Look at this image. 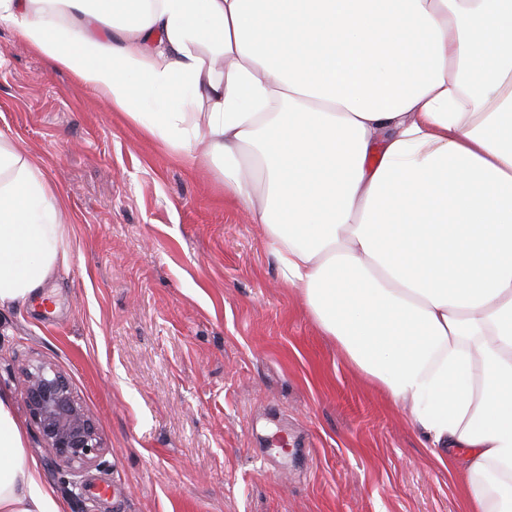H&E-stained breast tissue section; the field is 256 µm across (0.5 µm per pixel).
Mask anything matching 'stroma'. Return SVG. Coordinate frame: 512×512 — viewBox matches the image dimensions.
Here are the masks:
<instances>
[{"instance_id":"1","label":"stroma","mask_w":512,"mask_h":512,"mask_svg":"<svg viewBox=\"0 0 512 512\" xmlns=\"http://www.w3.org/2000/svg\"><path fill=\"white\" fill-rule=\"evenodd\" d=\"M0 133L64 195L70 251L0 308V393L67 512H463L461 473L423 448L287 288L262 225L216 167L175 158L0 24ZM64 374L99 465L73 479L23 395ZM296 449L264 451L273 435Z\"/></svg>"}]
</instances>
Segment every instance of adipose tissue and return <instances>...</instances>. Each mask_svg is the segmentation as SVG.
<instances>
[{
	"label": "adipose tissue",
	"instance_id": "adipose-tissue-1",
	"mask_svg": "<svg viewBox=\"0 0 512 512\" xmlns=\"http://www.w3.org/2000/svg\"><path fill=\"white\" fill-rule=\"evenodd\" d=\"M2 22L220 164L323 334L463 473L465 512H512V0H0ZM64 210L0 134V307L67 267ZM0 512H67L1 396Z\"/></svg>",
	"mask_w": 512,
	"mask_h": 512
}]
</instances>
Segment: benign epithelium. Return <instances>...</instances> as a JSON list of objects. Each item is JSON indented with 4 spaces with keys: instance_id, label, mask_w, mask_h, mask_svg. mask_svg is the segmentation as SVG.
I'll return each mask as SVG.
<instances>
[{
    "instance_id": "benign-epithelium-1",
    "label": "benign epithelium",
    "mask_w": 512,
    "mask_h": 512,
    "mask_svg": "<svg viewBox=\"0 0 512 512\" xmlns=\"http://www.w3.org/2000/svg\"><path fill=\"white\" fill-rule=\"evenodd\" d=\"M24 398L46 446L73 473L98 460L101 442L95 424L63 375L43 366L27 372Z\"/></svg>"
}]
</instances>
